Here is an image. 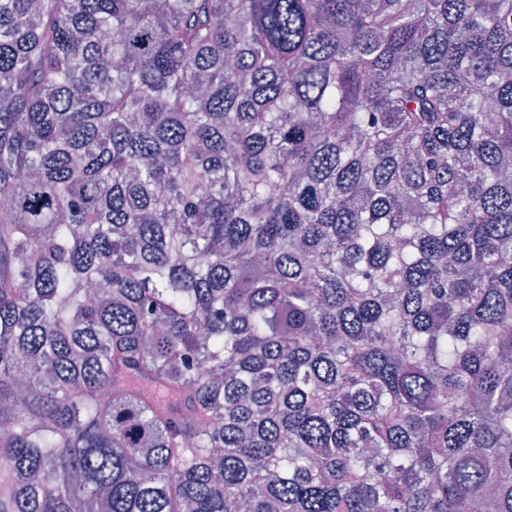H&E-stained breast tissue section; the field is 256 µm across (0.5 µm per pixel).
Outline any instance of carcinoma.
I'll use <instances>...</instances> for the list:
<instances>
[{"instance_id":"carcinoma-1","label":"carcinoma","mask_w":512,"mask_h":512,"mask_svg":"<svg viewBox=\"0 0 512 512\" xmlns=\"http://www.w3.org/2000/svg\"><path fill=\"white\" fill-rule=\"evenodd\" d=\"M512 0H0V512H512Z\"/></svg>"}]
</instances>
